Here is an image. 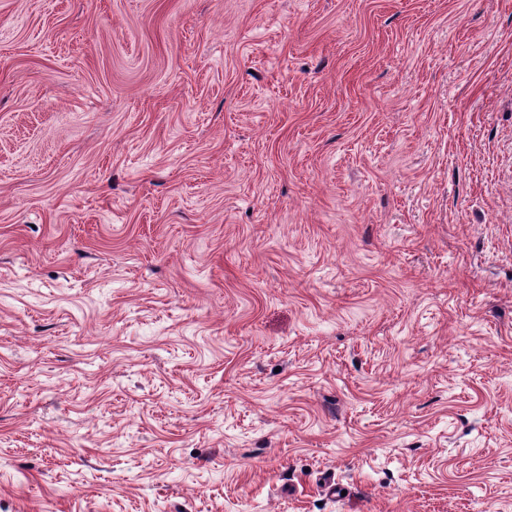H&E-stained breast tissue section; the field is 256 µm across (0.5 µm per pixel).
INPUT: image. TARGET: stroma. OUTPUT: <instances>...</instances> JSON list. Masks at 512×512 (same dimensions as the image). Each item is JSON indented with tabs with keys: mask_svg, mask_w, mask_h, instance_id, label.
Masks as SVG:
<instances>
[{
	"mask_svg": "<svg viewBox=\"0 0 512 512\" xmlns=\"http://www.w3.org/2000/svg\"><path fill=\"white\" fill-rule=\"evenodd\" d=\"M0 512H512V0H0Z\"/></svg>",
	"mask_w": 512,
	"mask_h": 512,
	"instance_id": "obj_1",
	"label": "stroma"
}]
</instances>
